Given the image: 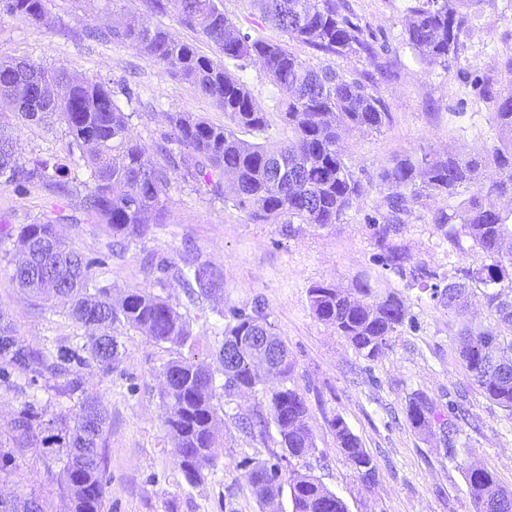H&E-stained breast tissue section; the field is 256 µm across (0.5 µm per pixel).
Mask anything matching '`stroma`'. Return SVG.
<instances>
[{
    "instance_id": "stroma-1",
    "label": "stroma",
    "mask_w": 512,
    "mask_h": 512,
    "mask_svg": "<svg viewBox=\"0 0 512 512\" xmlns=\"http://www.w3.org/2000/svg\"><path fill=\"white\" fill-rule=\"evenodd\" d=\"M362 24L388 40L392 50L380 64L367 58L334 59L336 68L368 76L376 94L391 114L381 132L350 131L346 146L361 179L362 197L338 224H272L252 221L247 212L213 194L210 185L171 174L167 224L153 228L138 243L107 252L105 225L81 215L77 200L55 197L47 188L23 191L0 185V221L16 228L55 219L59 212L77 215L74 224L59 225L60 234L90 257H104L94 270L113 294L131 288L162 293L189 320L199 343L196 359L216 361L218 338L215 311L231 305L266 304L268 322L287 344L294 359L291 383L308 406L307 425L315 450L297 461L345 501L348 512H471L464 471L472 464L491 470L500 484L512 491V413L487 400L463 367L453 336L470 321L484 326L494 318L480 293L459 313L439 306L420 292L412 277H398L378 261L380 249L366 222L383 197L378 173L395 156L408 151L472 152L488 129L485 103L468 98L462 126L448 124L456 108L460 83L458 67L418 63L404 42L407 24L405 0H348ZM54 23L37 27L24 20L0 15V58L24 56L47 67H61L71 75L92 77L132 88V130L147 149L169 144V112H195L216 125L224 124L222 110L195 93L188 84L171 77L131 46L87 38L84 30L121 17H134L167 28L177 39L194 44L207 55L215 47L185 28L176 9L154 15L145 0H51ZM512 53V0H498L492 10L472 21L460 67L498 73L500 88L512 85V76L498 64ZM11 125L24 158H68L69 137L62 123L15 122L12 113L0 114ZM445 199L428 200L426 207L404 215L396 241L409 253L411 266L425 265L447 276L450 265L477 266L484 256L473 250L453 252L430 222L433 209L447 207ZM12 239L0 240V315L10 320L29 347L59 352L79 343L85 331L61 305L25 296L12 279L8 254ZM199 253L224 275L223 298L190 304L176 282L159 286L143 269L148 254L182 262L189 252ZM378 277L398 293L411 317L395 334L389 348L376 361L359 356L347 339L312 314L307 291L316 283L342 289L352 287L362 274ZM122 356L110 373L82 370L84 390L98 397L108 411L100 441L107 484L103 512H224L232 501L235 512H261L245 477L247 458H268L279 450L277 429L266 436H248L233 421H225L217 438L222 455L214 472L199 486H189L175 466V444L164 424L160 397L162 367L173 356L166 344L150 341L135 329H114ZM428 395L440 411L458 403L465 417H454V433L439 426L430 432L415 430L406 418L410 394ZM341 416L374 458L378 478L365 486L338 447L329 425ZM467 446L457 462L448 459V444ZM46 441L36 435L16 454V464L0 471V493L36 494L46 512H66L55 469L43 455Z\"/></svg>"
}]
</instances>
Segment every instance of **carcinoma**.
Instances as JSON below:
<instances>
[{"label": "carcinoma", "instance_id": "cac0c4a2", "mask_svg": "<svg viewBox=\"0 0 512 512\" xmlns=\"http://www.w3.org/2000/svg\"><path fill=\"white\" fill-rule=\"evenodd\" d=\"M174 2L180 23L213 43L215 57L178 41L161 26L135 21L89 29L107 42L120 41L149 61L179 77L195 92L224 112V125H215L192 112H169L166 119L177 142L190 155L176 158L159 145L149 152L133 135L132 113L123 110L114 91L94 79L73 78L63 68H48L25 57L0 59V111L19 122L39 124L55 116L70 137V164L56 160L24 159L17 138L0 126V179L16 190L40 184L62 199L80 197V206L107 226L112 243H135L150 227L167 223L170 173L184 165L193 179L212 185L222 195L221 181L232 183L233 206L263 223L282 216L290 224H337L359 201L360 178L348 162L344 135L350 129L379 132L391 115L367 78L339 71L325 63L313 65L289 49L287 43L254 37L224 14L221 0H147L155 14L167 12ZM50 0H0V14L18 16L35 26H51ZM261 19L288 35V39L325 55L340 58L366 56L376 60L388 53L385 42L365 38L360 18L344 0H250ZM495 6V0H411L405 42L419 61L449 67L461 61L470 32V12ZM259 64L277 87V115L288 127V138L276 144L242 140L236 129L266 134L270 113L259 104L241 76L247 65ZM235 70H230L228 64ZM464 98L475 96L491 109L488 131L481 144L467 155L424 150L406 153L379 173L384 188L382 204L368 217L385 252V266L406 275L410 257L393 242L401 216L430 199L450 201L448 209L431 213L435 224L456 251L480 250L485 262L457 266L448 284L438 275L416 268L413 279L437 304L463 309L469 288H483L485 307L495 316L493 329L464 324L457 331L461 363L484 397L512 412V378L494 376L495 364L512 365V210L504 211L483 198L512 196V93L504 94L498 80L465 68L458 70ZM77 219L60 213L55 222L23 225L17 235L19 261L12 279L33 298H56L67 305L68 316L87 331L84 343L64 355L36 352L24 344L8 324L0 323V387L21 396L10 422L12 438L21 445L41 418L35 391L51 392L74 401L71 414L60 416L65 434L55 437L58 447L50 460L58 468L60 491L68 512H102L105 466L100 438L107 415L94 398L84 394L79 370L94 366L112 370L120 353L112 326L122 323L157 344L182 349L192 339L190 323L170 301L142 288L128 290L118 301L111 289L93 283L92 271L102 264L73 248L57 225ZM469 246H464V242ZM148 273L158 281L174 280L190 301H209L224 294V280L208 261L195 257L178 266L168 257L150 259ZM310 309L316 318L336 329L369 361L378 359L391 338L405 325L408 311L394 292L381 293L365 276L355 287L341 290L319 283L308 288ZM222 320L217 369L195 357L178 355L163 367L162 392L165 425L176 445V467L190 485L204 482L220 457L215 427L226 417L221 396L241 389L255 390L266 377L246 345L237 347V362L228 366L224 351L238 336H269L280 350L281 386L269 391L266 412L252 417L231 415L241 429L266 432L269 423L279 428L282 453L268 459L244 461L246 479L257 499L288 495L291 512H348L344 500L311 472L292 467L314 451L302 395L288 387L294 369L285 341L272 331L265 303L215 309ZM66 377L61 384L50 380ZM413 427L424 431L441 421L432 401L413 393L406 406ZM336 441L361 481L371 486L377 466L341 416L330 420ZM472 512H512L503 502L512 500L494 474L472 466L465 471ZM35 496L0 499V512H39Z\"/></svg>", "mask_w": 512, "mask_h": 512}]
</instances>
